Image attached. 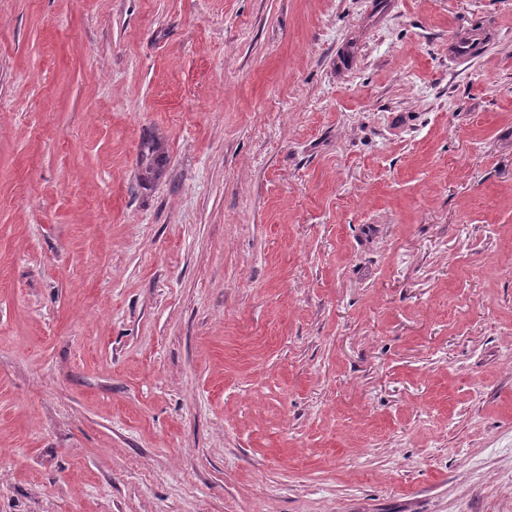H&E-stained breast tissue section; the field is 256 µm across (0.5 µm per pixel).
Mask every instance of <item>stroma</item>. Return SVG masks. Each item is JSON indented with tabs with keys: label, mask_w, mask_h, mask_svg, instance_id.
Here are the masks:
<instances>
[{
	"label": "stroma",
	"mask_w": 512,
	"mask_h": 512,
	"mask_svg": "<svg viewBox=\"0 0 512 512\" xmlns=\"http://www.w3.org/2000/svg\"><path fill=\"white\" fill-rule=\"evenodd\" d=\"M0 512H512V0H0Z\"/></svg>",
	"instance_id": "1"
}]
</instances>
